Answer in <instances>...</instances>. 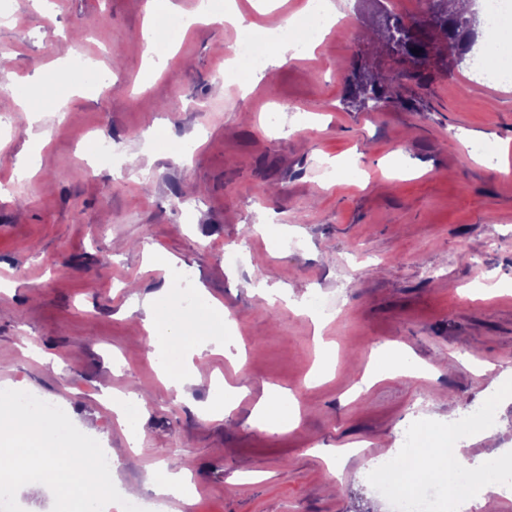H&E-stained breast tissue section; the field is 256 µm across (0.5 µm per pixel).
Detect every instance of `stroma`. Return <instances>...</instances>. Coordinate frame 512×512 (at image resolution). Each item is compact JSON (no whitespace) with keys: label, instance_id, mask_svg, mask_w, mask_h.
Listing matches in <instances>:
<instances>
[{"label":"stroma","instance_id":"obj_1","mask_svg":"<svg viewBox=\"0 0 512 512\" xmlns=\"http://www.w3.org/2000/svg\"><path fill=\"white\" fill-rule=\"evenodd\" d=\"M145 2L49 0L39 11L10 0L13 19L0 23V184L12 186L0 195V387L64 404L80 431L118 451L117 486L142 488L147 503L150 475L178 460L191 470L190 512H389L368 463L404 447L414 423L486 409L492 376L512 370V90L479 85L475 65L433 59L401 79L386 110L348 106L353 64L397 65L361 35L385 0H332L344 25L250 92L219 77L241 40L225 24L189 30L143 84L140 56L124 50L142 38ZM69 48L95 58V89L57 110L18 109L10 85ZM175 99L182 109H167ZM154 130L190 144L189 156L159 152ZM103 136L142 153L141 172L91 155ZM259 224L287 225L299 248ZM241 246L243 264L226 263ZM260 267L288 303L256 294ZM184 270L237 321L204 350L186 399L160 380L149 347L129 342L145 316L136 299L175 288ZM310 296L342 300L322 331L336 365L321 384L308 380L313 326L292 307ZM390 343L426 373L353 393ZM220 381L242 398L224 418L204 417ZM269 387L298 401L293 430L252 424ZM133 391L145 395L135 448L107 401ZM493 422L494 436L451 453L476 466L511 451L512 394Z\"/></svg>","mask_w":512,"mask_h":512}]
</instances>
